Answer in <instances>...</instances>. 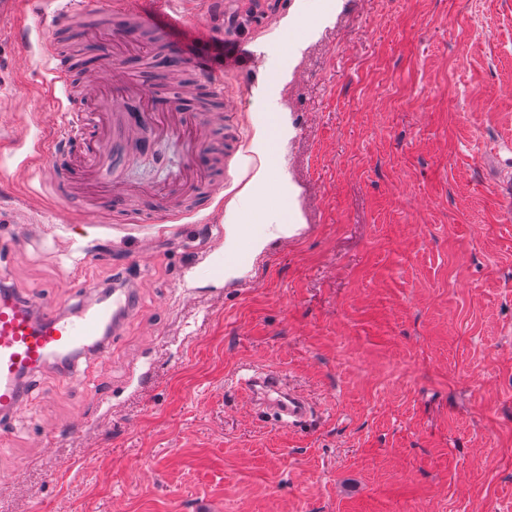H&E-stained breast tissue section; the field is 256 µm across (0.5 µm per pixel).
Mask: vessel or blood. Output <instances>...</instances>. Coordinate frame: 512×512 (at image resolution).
Returning a JSON list of instances; mask_svg holds the SVG:
<instances>
[{"mask_svg":"<svg viewBox=\"0 0 512 512\" xmlns=\"http://www.w3.org/2000/svg\"><path fill=\"white\" fill-rule=\"evenodd\" d=\"M55 8L48 25L52 31L76 26L80 21L106 16L113 31L129 36L131 31L152 29L167 34L171 28H183L188 0H150L145 11L131 12L119 0H54ZM50 66L52 87L68 90L73 63L58 54L55 40L42 46ZM165 58L170 71H190L195 80L215 100L224 98V71L211 65L204 53L187 55L184 49H169ZM81 85L93 107L85 113L76 103H68L58 133L52 138H38L33 150L40 159H55L69 154L77 140L86 138L90 146L78 166L67 168L47 191L63 205L95 212L92 193L83 191L87 178H94L105 193L108 206L119 211L129 209L138 199L129 189L122 172L129 163L120 147L144 125L151 126L155 138L179 137L188 154L186 164H195L201 150L208 148L211 134L209 118L191 105L176 101L170 110L130 112L128 99L153 103L157 94L146 77L134 78L125 72L122 59L111 64L83 66ZM133 303L127 288L112 291L111 301H99L82 314L56 312L48 304L25 300L9 289L0 290V416L14 418L26 408L22 391L24 381L50 359L76 352L104 348L107 338ZM241 389L259 412L269 413L282 424L297 427L309 421L313 405L302 393L287 387L279 372L258 370L242 376Z\"/></svg>","mask_w":512,"mask_h":512,"instance_id":"b4317fda","label":"vessel or blood"}]
</instances>
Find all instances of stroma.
<instances>
[{
    "mask_svg": "<svg viewBox=\"0 0 512 512\" xmlns=\"http://www.w3.org/2000/svg\"><path fill=\"white\" fill-rule=\"evenodd\" d=\"M203 8L224 128L175 224H92L47 194L54 164L19 176V136L52 130L66 98L40 90L49 0H30L23 39L0 18V285L58 311L114 281L134 295L104 354L27 379L0 512H512V0ZM277 105L288 142L263 159ZM183 165L166 143L129 178ZM274 221L299 231L270 238ZM255 368L307 395L310 422L257 416L236 385Z\"/></svg>",
    "mask_w": 512,
    "mask_h": 512,
    "instance_id": "1",
    "label": "stroma"
}]
</instances>
